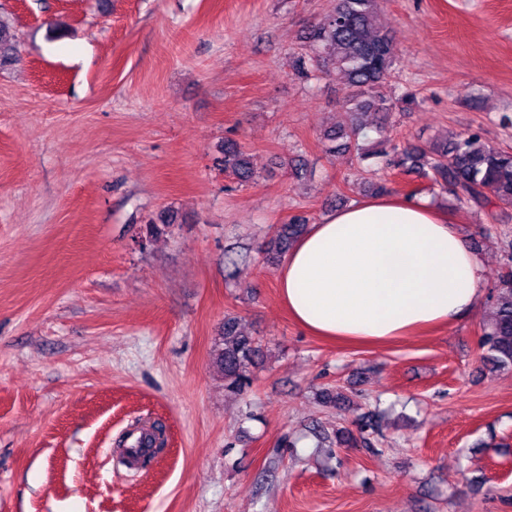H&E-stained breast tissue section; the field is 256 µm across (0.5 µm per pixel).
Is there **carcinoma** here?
<instances>
[{
  "label": "carcinoma",
  "mask_w": 512,
  "mask_h": 512,
  "mask_svg": "<svg viewBox=\"0 0 512 512\" xmlns=\"http://www.w3.org/2000/svg\"><path fill=\"white\" fill-rule=\"evenodd\" d=\"M378 0H336L335 10L308 29L306 40L310 53L295 61V75L309 78L315 71L336 72L349 88L344 97V118L339 125L322 134L325 152L351 150L355 153L361 172L373 173L366 164L378 159L383 166L399 170L405 175L418 172L429 182V189H438L461 205L478 210L497 201L501 209L512 208V148H493L485 145L481 133L472 131L457 134L443 142L435 141L426 147L398 143L392 138L391 117L395 105L381 96L378 88L387 82L394 69L397 48L388 26L376 24ZM15 31L0 20V67L13 64ZM369 113L372 125L360 120ZM373 129L377 138L368 135ZM220 163L224 171L240 183L254 180L249 157L232 139L224 140ZM161 224L149 221L144 225L142 239L150 241L165 232L177 221L174 213L160 216ZM309 224L302 216L292 217L276 228L266 260L284 257L293 243L303 236ZM494 310L483 325L479 340L483 362L492 370L512 369V252L506 255L504 271L492 292ZM255 340L240 328V318L224 316L221 343L215 350L213 363L224 378V387L240 393L249 385L248 365L258 355ZM353 433L341 431L339 443L348 446H371L366 429L374 428L373 418ZM164 428H150L143 450V462H150L156 449L163 447Z\"/></svg>",
  "instance_id": "1"
}]
</instances>
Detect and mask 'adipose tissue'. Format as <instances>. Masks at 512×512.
Returning a JSON list of instances; mask_svg holds the SVG:
<instances>
[{
    "instance_id": "1",
    "label": "adipose tissue",
    "mask_w": 512,
    "mask_h": 512,
    "mask_svg": "<svg viewBox=\"0 0 512 512\" xmlns=\"http://www.w3.org/2000/svg\"><path fill=\"white\" fill-rule=\"evenodd\" d=\"M280 295L317 336L385 342L446 326L487 288L460 227L430 199L364 198L336 209L284 258Z\"/></svg>"
}]
</instances>
